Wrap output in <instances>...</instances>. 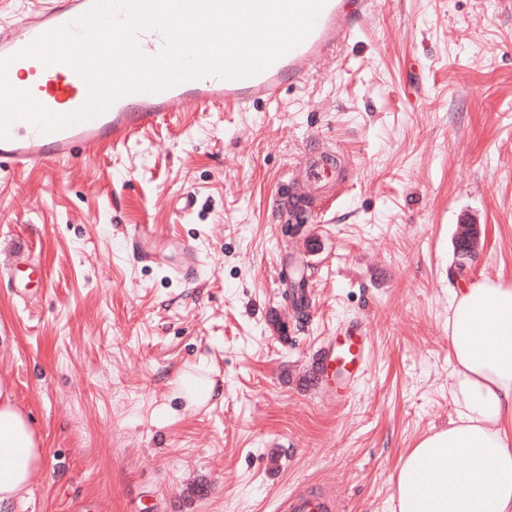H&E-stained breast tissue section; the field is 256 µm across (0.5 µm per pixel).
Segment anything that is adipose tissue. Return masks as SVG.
<instances>
[{
	"mask_svg": "<svg viewBox=\"0 0 512 512\" xmlns=\"http://www.w3.org/2000/svg\"><path fill=\"white\" fill-rule=\"evenodd\" d=\"M449 392L456 417L402 457L398 512H512V282L451 289ZM42 462L41 441L0 377V512Z\"/></svg>",
	"mask_w": 512,
	"mask_h": 512,
	"instance_id": "obj_1",
	"label": "adipose tissue"
}]
</instances>
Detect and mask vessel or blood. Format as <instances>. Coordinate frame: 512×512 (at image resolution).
I'll return each instance as SVG.
<instances>
[{"label":"vessel or blood","instance_id":"obj_1","mask_svg":"<svg viewBox=\"0 0 512 512\" xmlns=\"http://www.w3.org/2000/svg\"><path fill=\"white\" fill-rule=\"evenodd\" d=\"M36 18L17 15L0 21V59H9L11 87L30 92L48 111L65 115L79 110L87 87L67 64H44L25 55V48L48 31L72 23L86 13L93 0H40ZM373 0H325L309 35L262 72L239 80L205 76L159 93L137 92L116 100L105 112L62 130L44 134L27 119L15 121L7 137L0 138V169L27 171L49 163L71 160L91 145L127 144L140 130L205 105L254 108L279 100L289 86L302 82L310 62L335 60L351 38L357 21L371 9ZM127 244L142 260L164 266L174 277L199 273V251L185 241L167 237L156 224L133 225ZM370 347L360 325H347L329 339L313 360L317 384L335 377L342 386L336 401L347 398L365 372ZM278 512H340L338 501L304 486L288 493Z\"/></svg>","mask_w":512,"mask_h":512}]
</instances>
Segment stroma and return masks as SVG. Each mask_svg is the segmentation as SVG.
<instances>
[{
	"label": "stroma",
	"mask_w": 512,
	"mask_h": 512,
	"mask_svg": "<svg viewBox=\"0 0 512 512\" xmlns=\"http://www.w3.org/2000/svg\"><path fill=\"white\" fill-rule=\"evenodd\" d=\"M321 154L337 177L312 190ZM286 188L319 221L288 228ZM134 224L197 245L199 275L142 262ZM21 251L47 276L26 298ZM485 276L512 282V0H378L279 102L2 172L0 376L43 442L12 512H276L303 484L391 512L402 456L455 416L448 292ZM350 322L370 355L338 406L311 363Z\"/></svg>",
	"instance_id": "35a3bbf8"
}]
</instances>
